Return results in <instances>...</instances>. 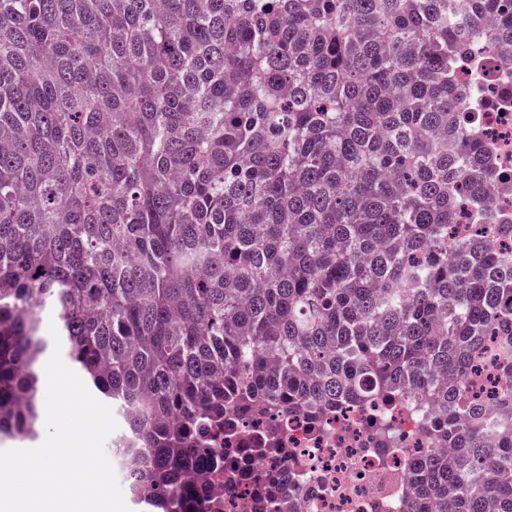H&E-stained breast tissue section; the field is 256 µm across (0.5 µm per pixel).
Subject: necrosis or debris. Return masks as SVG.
Returning a JSON list of instances; mask_svg holds the SVG:
<instances>
[{
  "label": "necrosis or debris",
  "instance_id": "1",
  "mask_svg": "<svg viewBox=\"0 0 512 512\" xmlns=\"http://www.w3.org/2000/svg\"><path fill=\"white\" fill-rule=\"evenodd\" d=\"M474 79L481 86L475 121L507 157L493 209L512 217V59L483 45L458 72L461 83ZM420 410L413 399L342 402L317 425L305 414L282 418L283 447L273 455L255 449L261 427L241 421L228 439L239 451L240 476H216L205 494L220 512H258L262 501L274 502L273 512H403L411 465L432 446L419 430Z\"/></svg>",
  "mask_w": 512,
  "mask_h": 512
}]
</instances>
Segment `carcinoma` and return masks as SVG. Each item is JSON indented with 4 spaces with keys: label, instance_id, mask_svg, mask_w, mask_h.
<instances>
[{
    "label": "carcinoma",
    "instance_id": "cac0c4a2",
    "mask_svg": "<svg viewBox=\"0 0 512 512\" xmlns=\"http://www.w3.org/2000/svg\"><path fill=\"white\" fill-rule=\"evenodd\" d=\"M483 41L512 0H0V437L39 436L48 307L136 512H214L242 416L406 393L454 449L409 512H512V399L493 436L468 388L491 336L512 376Z\"/></svg>",
    "mask_w": 512,
    "mask_h": 512
}]
</instances>
